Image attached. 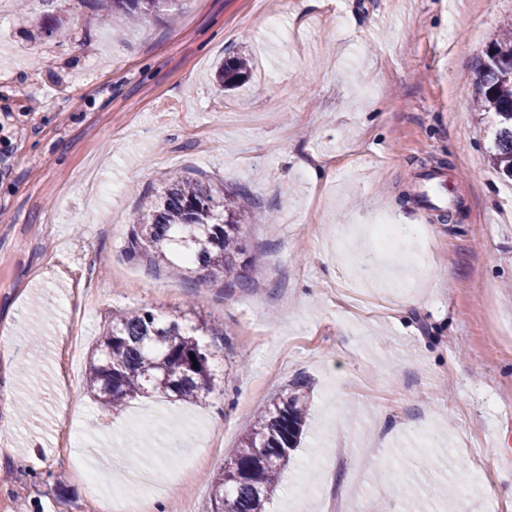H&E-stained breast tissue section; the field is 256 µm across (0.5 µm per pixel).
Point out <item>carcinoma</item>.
<instances>
[{"instance_id":"cac0c4a2","label":"carcinoma","mask_w":512,"mask_h":512,"mask_svg":"<svg viewBox=\"0 0 512 512\" xmlns=\"http://www.w3.org/2000/svg\"><path fill=\"white\" fill-rule=\"evenodd\" d=\"M95 2L96 12L133 25L178 0ZM249 69L247 59L228 58L215 78L225 88L234 86ZM470 108L481 121L492 118L489 162L512 180V18L504 20L499 37L478 61ZM259 208L245 187L226 192L172 174L133 220L127 257L178 273L191 265L205 276L233 277L230 288L243 287L251 264L250 213ZM222 343L224 328L205 320L188 328L182 316L166 318L150 309L114 314L91 353L85 388L100 409L112 412L149 393L197 403L214 391L213 363ZM307 420L308 395L299 382L260 409L235 450L233 466L211 481L212 512H264Z\"/></svg>"}]
</instances>
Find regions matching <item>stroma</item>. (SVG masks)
<instances>
[{
  "mask_svg": "<svg viewBox=\"0 0 512 512\" xmlns=\"http://www.w3.org/2000/svg\"><path fill=\"white\" fill-rule=\"evenodd\" d=\"M90 16L0 0V512H95L111 446L175 472L169 512H211L255 410L296 382L308 426L265 512H512L490 440L512 414V181L468 107L512 0H179L117 35ZM236 56L251 72L222 89ZM429 167L454 220L409 198ZM172 171L261 202L247 286L126 259ZM379 222L420 234L383 254ZM142 307L223 324L219 391L97 408L95 342Z\"/></svg>",
  "mask_w": 512,
  "mask_h": 512,
  "instance_id": "35a3bbf8",
  "label": "stroma"
}]
</instances>
